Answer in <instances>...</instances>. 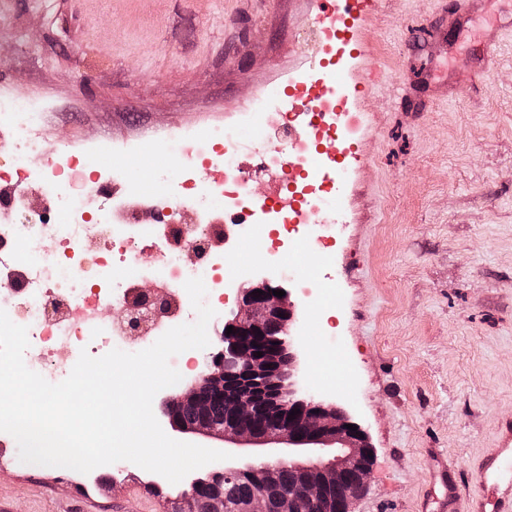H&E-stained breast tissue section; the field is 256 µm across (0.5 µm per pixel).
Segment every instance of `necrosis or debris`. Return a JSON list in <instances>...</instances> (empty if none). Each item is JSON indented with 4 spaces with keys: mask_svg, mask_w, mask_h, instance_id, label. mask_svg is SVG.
<instances>
[{
    "mask_svg": "<svg viewBox=\"0 0 512 512\" xmlns=\"http://www.w3.org/2000/svg\"><path fill=\"white\" fill-rule=\"evenodd\" d=\"M342 99L322 82L274 87L252 99L247 126L214 125L203 136L174 132L169 164L151 191L127 186L125 171L104 169L82 150H49L40 104L0 94V309L28 329L26 366L48 382L68 377L81 352L146 349L194 317L184 289L202 278L205 303L224 305V270L232 252L215 237L247 240L265 231V263L274 264L282 231L303 237L308 225L336 221V184L346 168L334 146ZM262 145L261 169L275 179L260 195L240 165L243 141ZM46 159L39 168L32 156ZM99 199L90 208L91 199ZM151 312L132 330L130 306Z\"/></svg>",
    "mask_w": 512,
    "mask_h": 512,
    "instance_id": "4bbe7bcc",
    "label": "necrosis or debris"
}]
</instances>
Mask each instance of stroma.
Wrapping results in <instances>:
<instances>
[{
    "label": "stroma",
    "mask_w": 512,
    "mask_h": 512,
    "mask_svg": "<svg viewBox=\"0 0 512 512\" xmlns=\"http://www.w3.org/2000/svg\"><path fill=\"white\" fill-rule=\"evenodd\" d=\"M316 0H12L0 92L45 104L53 149L138 159L176 130L239 122L307 70ZM360 159L324 255L281 256L300 381L346 410L374 453L352 512H436L440 458L462 493L512 424V0H381L359 26ZM317 273L307 300L293 280ZM334 307L337 315L323 319ZM158 476L26 464L0 437V512H167Z\"/></svg>",
    "instance_id": "35a3bbf8"
}]
</instances>
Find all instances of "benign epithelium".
<instances>
[{
  "mask_svg": "<svg viewBox=\"0 0 512 512\" xmlns=\"http://www.w3.org/2000/svg\"><path fill=\"white\" fill-rule=\"evenodd\" d=\"M282 289L267 272H256L247 285L237 287L236 308L224 314L225 329L217 333L216 351L203 354L202 367L194 382L166 393V422L176 431L195 438L214 440L237 448L279 445L288 457L263 460L245 466L226 464L213 474L228 479L249 470L261 471V488L242 512H288L302 502L318 506L336 496V512H351L353 500L362 492L370 471L373 448L360 437L362 428L343 409L326 405L311 394L295 397V356L290 329L295 322L290 294L277 297ZM261 290L257 297L253 291ZM233 333L226 334V327ZM262 357H257V352ZM224 402V419L214 422L206 415L209 404ZM300 410L295 416L291 411ZM279 412L282 417L268 427L257 421ZM333 450L307 460L293 458L298 451ZM294 476L288 493L271 504L269 490L277 486L282 467Z\"/></svg>",
  "mask_w": 512,
  "mask_h": 512,
  "instance_id": "7a95c632",
  "label": "benign epithelium"
}]
</instances>
